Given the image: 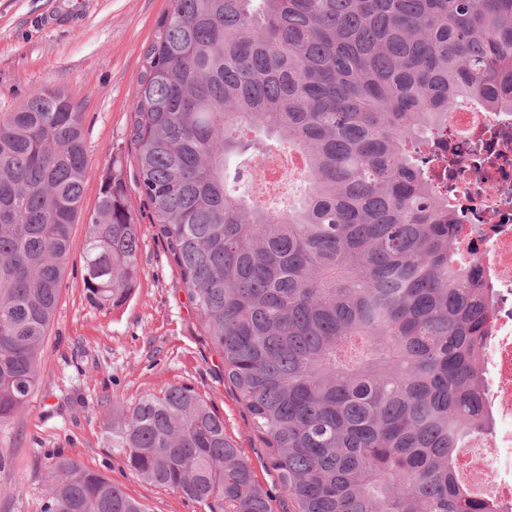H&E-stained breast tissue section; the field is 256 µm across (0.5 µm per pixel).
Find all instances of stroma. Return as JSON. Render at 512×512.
I'll return each instance as SVG.
<instances>
[{"label": "stroma", "mask_w": 512, "mask_h": 512, "mask_svg": "<svg viewBox=\"0 0 512 512\" xmlns=\"http://www.w3.org/2000/svg\"><path fill=\"white\" fill-rule=\"evenodd\" d=\"M169 0H0V113L37 89L62 92L83 114L87 156L83 214L97 203L111 163L136 173L129 129L143 55ZM129 205L140 224L139 273L127 302L96 308L85 298V225L72 227L58 309L38 388L26 410L0 427V512H42L53 462L77 461L112 480L148 512H206L146 482L108 446L105 418L173 385L192 387L224 418L274 512H296L267 467L265 450L224 365L204 335L180 271L158 238L144 197Z\"/></svg>", "instance_id": "1"}]
</instances>
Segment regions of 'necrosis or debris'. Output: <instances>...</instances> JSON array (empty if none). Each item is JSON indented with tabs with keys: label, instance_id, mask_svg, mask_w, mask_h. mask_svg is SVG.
<instances>
[{
	"label": "necrosis or debris",
	"instance_id": "1",
	"mask_svg": "<svg viewBox=\"0 0 512 512\" xmlns=\"http://www.w3.org/2000/svg\"><path fill=\"white\" fill-rule=\"evenodd\" d=\"M446 124L442 146L451 161L448 203L498 292L493 341L484 361L497 380L486 400L502 427L479 440L477 451L462 456L460 466L475 485L512 506V475L503 474L512 453V116L462 106L449 112Z\"/></svg>",
	"mask_w": 512,
	"mask_h": 512
}]
</instances>
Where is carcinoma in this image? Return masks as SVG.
<instances>
[{
  "instance_id": "cac0c4a2",
  "label": "carcinoma",
  "mask_w": 512,
  "mask_h": 512,
  "mask_svg": "<svg viewBox=\"0 0 512 512\" xmlns=\"http://www.w3.org/2000/svg\"><path fill=\"white\" fill-rule=\"evenodd\" d=\"M130 126L136 188L297 512H503L458 478L489 434L496 289L434 183L448 112L512 113V0H169ZM296 153L294 207L241 188ZM87 159L82 112L36 91L0 113V427L35 393ZM110 167L87 221V301L134 290L139 224ZM109 446L207 512L272 499L188 386L112 410ZM42 512H145L52 464Z\"/></svg>"
}]
</instances>
